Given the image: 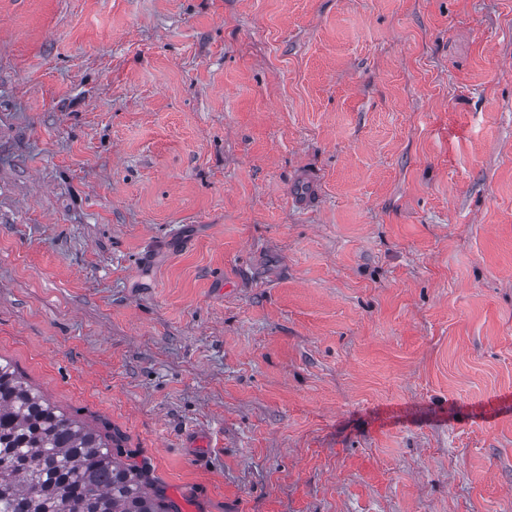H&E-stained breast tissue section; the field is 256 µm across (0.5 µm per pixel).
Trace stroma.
Returning <instances> with one entry per match:
<instances>
[{
  "label": "stroma",
  "instance_id": "1",
  "mask_svg": "<svg viewBox=\"0 0 512 512\" xmlns=\"http://www.w3.org/2000/svg\"><path fill=\"white\" fill-rule=\"evenodd\" d=\"M0 357L178 512H512V0H0Z\"/></svg>",
  "mask_w": 512,
  "mask_h": 512
}]
</instances>
